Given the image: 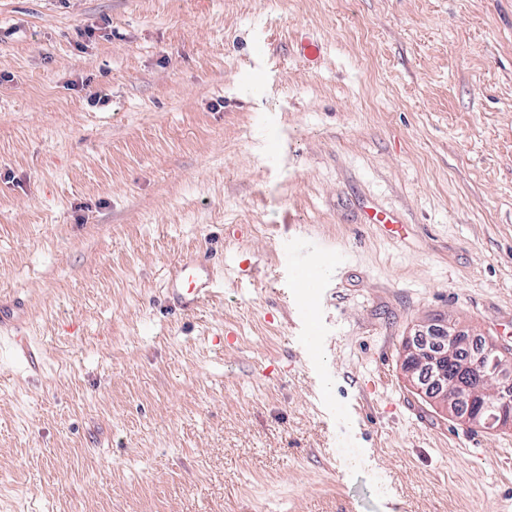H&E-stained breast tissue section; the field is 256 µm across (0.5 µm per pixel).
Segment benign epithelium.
Listing matches in <instances>:
<instances>
[{
    "label": "benign epithelium",
    "instance_id": "1",
    "mask_svg": "<svg viewBox=\"0 0 512 512\" xmlns=\"http://www.w3.org/2000/svg\"><path fill=\"white\" fill-rule=\"evenodd\" d=\"M461 350L468 357L450 375L448 363ZM511 361L497 344L474 341L448 320L416 330L403 352L402 368L409 384L449 417L496 432L512 428Z\"/></svg>",
    "mask_w": 512,
    "mask_h": 512
}]
</instances>
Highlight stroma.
<instances>
[{"label": "stroma", "mask_w": 512, "mask_h": 512, "mask_svg": "<svg viewBox=\"0 0 512 512\" xmlns=\"http://www.w3.org/2000/svg\"><path fill=\"white\" fill-rule=\"evenodd\" d=\"M283 243L340 257L319 369ZM199 248L219 293L166 308ZM13 298L0 512H512V429L401 368L440 318L512 349V0H0ZM25 303L18 302L9 310L0 308V335L7 336L15 350L24 357L30 354L29 337L16 332H11L20 326L25 315ZM6 333V334H4Z\"/></svg>", "instance_id": "1"}]
</instances>
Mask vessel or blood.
Segmentation results:
<instances>
[{"label": "vessel or blood", "instance_id": "b4317fda", "mask_svg": "<svg viewBox=\"0 0 512 512\" xmlns=\"http://www.w3.org/2000/svg\"><path fill=\"white\" fill-rule=\"evenodd\" d=\"M289 285L299 300L300 313L306 319L304 340L305 359L309 365H319L323 358L320 327L310 312L311 302L326 286L323 269L314 264L294 263L288 269ZM218 275L210 255L192 252L183 256L168 274L162 297L166 304L183 312L194 310L209 299L216 288ZM25 315L24 303L10 309H0V335L8 334L15 350L29 355V339L17 331Z\"/></svg>", "mask_w": 512, "mask_h": 512}]
</instances>
